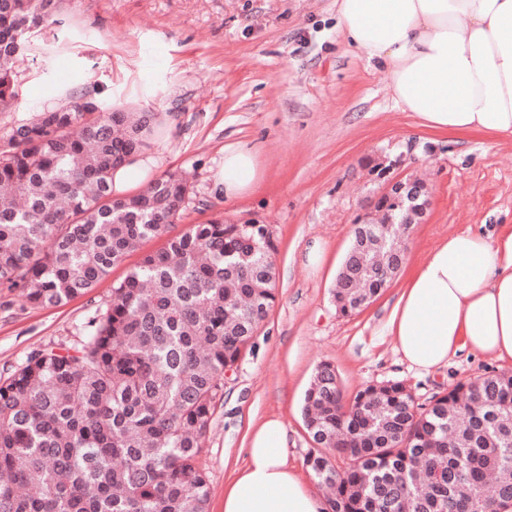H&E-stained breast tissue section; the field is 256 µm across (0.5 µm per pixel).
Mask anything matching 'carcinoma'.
Listing matches in <instances>:
<instances>
[{
    "instance_id": "cac0c4a2",
    "label": "carcinoma",
    "mask_w": 512,
    "mask_h": 512,
    "mask_svg": "<svg viewBox=\"0 0 512 512\" xmlns=\"http://www.w3.org/2000/svg\"><path fill=\"white\" fill-rule=\"evenodd\" d=\"M62 0H0V112L36 29ZM154 112L101 110L74 91L0 133V297L58 306L89 292L185 209L170 174L117 195L113 172L149 146ZM387 224H356L365 246L342 261L337 311H360L398 271L401 202ZM266 224L214 219L147 253L112 284L68 348L34 349L0 377V512H208L204 439L224 374L277 299ZM313 477L330 512H512V373L460 382L429 404L400 381L345 399L321 363L305 392ZM336 452V461L322 452Z\"/></svg>"
}]
</instances>
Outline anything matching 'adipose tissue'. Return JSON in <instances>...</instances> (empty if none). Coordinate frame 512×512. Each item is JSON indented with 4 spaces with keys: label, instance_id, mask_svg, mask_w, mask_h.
<instances>
[{
    "label": "adipose tissue",
    "instance_id": "adipose-tissue-1",
    "mask_svg": "<svg viewBox=\"0 0 512 512\" xmlns=\"http://www.w3.org/2000/svg\"><path fill=\"white\" fill-rule=\"evenodd\" d=\"M349 45L389 71L395 104L423 127L512 137V0H336ZM257 150L226 145L215 180L226 198L261 178ZM395 348L432 371L459 350L512 361V231L465 230L439 242L401 288L389 321ZM282 423L247 441V463L224 489V512H325L286 464Z\"/></svg>",
    "mask_w": 512,
    "mask_h": 512
}]
</instances>
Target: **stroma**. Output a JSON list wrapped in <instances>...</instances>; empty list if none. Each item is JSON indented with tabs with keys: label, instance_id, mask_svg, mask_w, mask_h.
Returning <instances> with one entry per match:
<instances>
[{
	"label": "stroma",
	"instance_id": "35a3bbf8",
	"mask_svg": "<svg viewBox=\"0 0 512 512\" xmlns=\"http://www.w3.org/2000/svg\"><path fill=\"white\" fill-rule=\"evenodd\" d=\"M388 84L380 63L348 46L336 0H63L31 38L0 131L57 105L71 88L94 92L105 110L159 113L148 177L185 175L189 200L167 235L145 241L91 291L56 307L0 309V374L32 349L79 341L85 319L142 254L214 218L270 226L277 300L224 378L203 454L209 512H223L224 485L246 462L250 424L272 417L286 430L289 467L325 498L305 465L312 442L302 415L320 362L334 364L345 395L399 380L421 403L459 381L512 369L466 350L429 373L409 367L388 327L399 278L360 313L336 311V274L362 204L378 190L369 168L381 155L412 149L408 170L431 195L425 222L404 244L405 268L458 232L494 236L512 226V139L428 131L395 105ZM239 141L256 146L264 178L252 194L228 199L213 174L225 145ZM316 243L324 261L312 268L304 255Z\"/></svg>",
	"mask_w": 512,
	"mask_h": 512
}]
</instances>
